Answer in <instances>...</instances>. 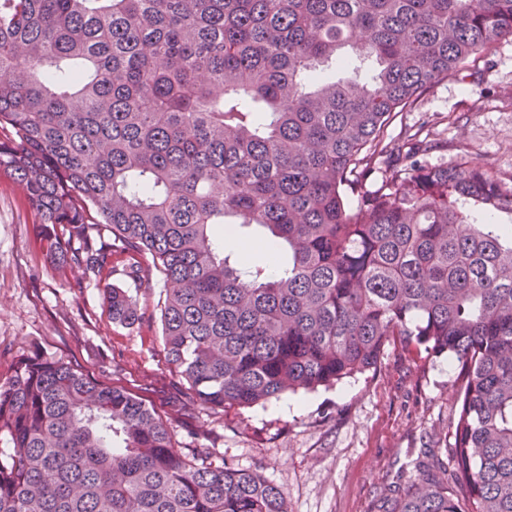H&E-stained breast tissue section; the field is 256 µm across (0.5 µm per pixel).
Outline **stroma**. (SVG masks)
Wrapping results in <instances>:
<instances>
[{"mask_svg":"<svg viewBox=\"0 0 512 512\" xmlns=\"http://www.w3.org/2000/svg\"><path fill=\"white\" fill-rule=\"evenodd\" d=\"M512 38L485 50L459 76L436 84L398 113L387 135L426 126L431 166L467 162L512 180ZM21 188L0 177V372L35 353L62 359L124 386L172 421L176 447L205 453L277 485L290 512H375L385 490L406 483L416 462L447 458L458 417L457 371L447 357L390 345L375 369L331 387L285 393L250 407H202L163 351L165 282L151 258L130 279L114 249L104 281L62 271L31 238ZM137 302L134 325L113 323L106 285Z\"/></svg>","mask_w":512,"mask_h":512,"instance_id":"stroma-1","label":"stroma"}]
</instances>
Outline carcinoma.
Instances as JSON below:
<instances>
[{
  "label": "carcinoma",
  "mask_w": 512,
  "mask_h": 512,
  "mask_svg": "<svg viewBox=\"0 0 512 512\" xmlns=\"http://www.w3.org/2000/svg\"><path fill=\"white\" fill-rule=\"evenodd\" d=\"M512 36V0H0V176L57 267L110 246L164 276L165 357L208 408L448 354L453 473L380 512H512V186L385 136ZM380 163L388 176L367 181ZM259 231L268 261L213 235ZM112 322L137 303L106 288ZM0 512H289L273 483L173 444L126 389L44 355L0 374Z\"/></svg>",
  "instance_id": "obj_1"
}]
</instances>
